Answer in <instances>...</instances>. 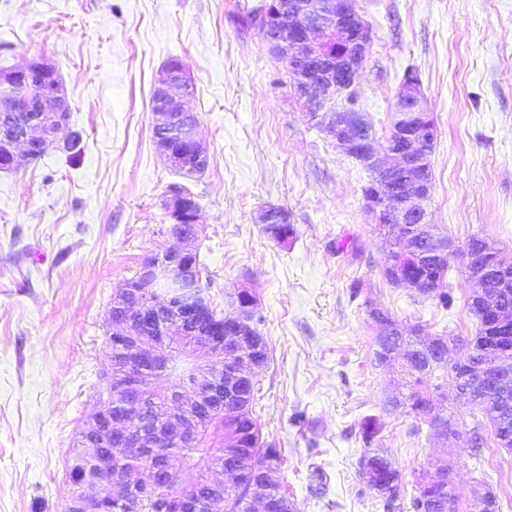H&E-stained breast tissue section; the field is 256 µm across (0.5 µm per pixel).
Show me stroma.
<instances>
[{"mask_svg":"<svg viewBox=\"0 0 512 512\" xmlns=\"http://www.w3.org/2000/svg\"><path fill=\"white\" fill-rule=\"evenodd\" d=\"M259 2L0 0V70L45 58L70 104L55 147L0 170V512H63L66 462L103 404L112 300L164 248L163 201L181 185L200 205L213 306L233 314L241 287L258 300L269 362L256 414L298 512H383L358 473L366 416L406 484L445 462L461 512L483 483L512 512V452L492 445L475 460L390 410L398 371L378 366L368 318L375 305L407 330L475 336L462 251L478 235L512 258V0L358 2L372 37L358 106L377 137L409 70L438 129L427 211L451 244L447 309L385 278L388 247L362 193L370 172L305 117L258 29L232 21ZM173 56L194 79L187 107L209 149L190 182L152 140L150 96ZM269 203L287 210L292 243L256 224ZM314 466L322 499L307 489Z\"/></svg>","mask_w":512,"mask_h":512,"instance_id":"1","label":"stroma"}]
</instances>
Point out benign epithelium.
<instances>
[{
  "label": "benign epithelium",
  "mask_w": 512,
  "mask_h": 512,
  "mask_svg": "<svg viewBox=\"0 0 512 512\" xmlns=\"http://www.w3.org/2000/svg\"><path fill=\"white\" fill-rule=\"evenodd\" d=\"M345 35L348 50L335 56L327 52L328 36ZM260 33L274 57L284 63L293 86L303 101L305 116L356 158L373 174L381 192L365 201L374 231L389 244L385 274L394 283L409 288L427 289L425 278H410L405 265L392 258L396 253L417 254L420 263L431 268L448 264V238L439 235L428 221L427 202L432 194L429 154L425 143L435 140L436 127L424 104L417 75L404 77L398 92L396 116L387 137L379 141L365 135L363 113L352 104L357 86L358 67L368 54L371 33L358 12L357 0H272L264 15ZM194 93L188 67L168 64L154 87L150 106L153 115L154 144L169 165L185 178L201 175L209 155L197 127L183 123L186 100ZM33 104V115L15 132H8L11 121L0 118V166L14 167L21 155L32 158L46 151L56 133L65 126L62 114L69 111L65 90L51 65L42 59L31 60L15 69L0 72V112H14L22 101ZM169 218L187 219L178 231L165 228L169 242L164 251L145 259L140 276L147 291L127 285L122 304L109 314L111 369L105 376L107 389L125 396L122 411L116 415L104 406L95 412L83 435V451L101 471L103 478H85L74 486L66 501V512H93L100 497L129 503L130 491L122 486L113 471L112 453L138 450L143 446V425L149 405L143 394L141 365L166 356L175 335L186 337L184 357L195 366L187 380V391L173 395L171 405L184 411L177 421L180 428L199 420L201 405L207 399L220 403L257 379L264 367L260 352L242 353L254 342L258 329L253 296L238 290L236 314L224 325L209 324L204 314L209 299L202 288L201 274L194 264L196 241L201 232L200 207L185 188L169 191L166 202ZM288 222L279 205H265L258 223ZM464 262L475 284V304L485 320L487 340L483 347L452 362L456 397L472 406L495 399L508 404L512 399V360L506 357L512 343V303L507 286L512 285V263L494 249L470 247ZM500 281L498 291L489 289L485 274ZM379 336H399L403 329L387 319L377 306L368 310ZM454 346L445 336H429L415 353L449 357ZM410 352L397 346L380 361L382 366L409 365ZM446 414L431 412L428 424L441 447L464 444L474 447L473 431L447 427Z\"/></svg>",
  "instance_id": "7a95c632"
}]
</instances>
